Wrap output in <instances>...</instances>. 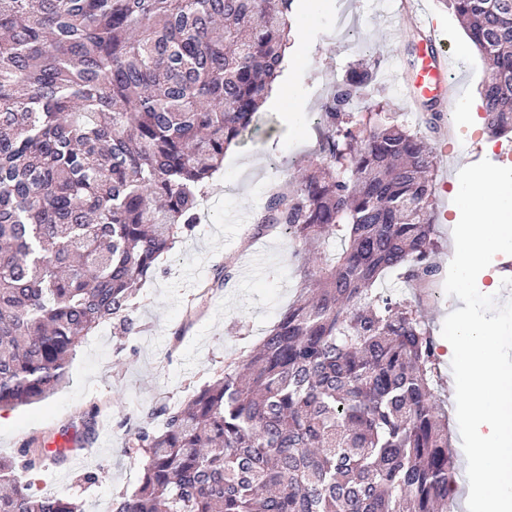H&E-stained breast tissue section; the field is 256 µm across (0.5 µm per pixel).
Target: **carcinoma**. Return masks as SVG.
Returning <instances> with one entry per match:
<instances>
[{"instance_id": "1", "label": "carcinoma", "mask_w": 512, "mask_h": 512, "mask_svg": "<svg viewBox=\"0 0 512 512\" xmlns=\"http://www.w3.org/2000/svg\"><path fill=\"white\" fill-rule=\"evenodd\" d=\"M512 132V0H443ZM294 0H0V410L46 399L83 337L132 330L136 289L198 224L203 188L282 72ZM369 63L322 104L321 168L269 192L253 235L341 252L260 345L164 408L113 512H454L435 340L385 272L430 281L436 157L381 113ZM48 449L0 461V512H83L33 490Z\"/></svg>"}]
</instances>
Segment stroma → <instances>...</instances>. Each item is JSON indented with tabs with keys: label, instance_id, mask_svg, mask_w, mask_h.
Here are the masks:
<instances>
[{
	"label": "stroma",
	"instance_id": "1",
	"mask_svg": "<svg viewBox=\"0 0 512 512\" xmlns=\"http://www.w3.org/2000/svg\"><path fill=\"white\" fill-rule=\"evenodd\" d=\"M440 18L448 40V81L456 96L457 118L442 123L428 142L438 158L433 204L437 249L433 255L448 267L454 250L448 229L460 211L452 204L459 171L480 157L497 162L484 131L480 83L488 75L477 51H463L467 36L441 0H425ZM386 0H296L293 23L301 37L305 75L291 80L283 70L286 93L280 103H264L255 128L227 150L224 165L204 188L200 222L194 233L161 256L156 273L140 288L132 318L133 333L115 334L101 324L76 349L65 382L45 400L0 412V456L15 455L27 441L49 442L73 436L85 422L94 433L76 443L65 461H46L33 479L44 493L72 497L85 512H111L119 496L140 484L145 460L124 448L139 427L161 428L162 407L184 401L191 387L212 380L231 360L248 355L292 303L305 271L317 268L315 254L282 234L256 237L252 228L271 185L314 168L321 133L311 116L361 59L377 62L379 96L365 98L363 110L384 108L406 128H420L424 104H409L386 77L404 67L410 46L418 44L414 29L387 38ZM299 111H291L292 103ZM479 146L472 155L471 146ZM232 262L225 288L202 294ZM385 287L420 310L436 342L435 360L446 394H454L453 374L446 358L443 322L456 297L446 295L443 278L428 291L388 274ZM100 475L97 483L86 473Z\"/></svg>",
	"mask_w": 512,
	"mask_h": 512
}]
</instances>
